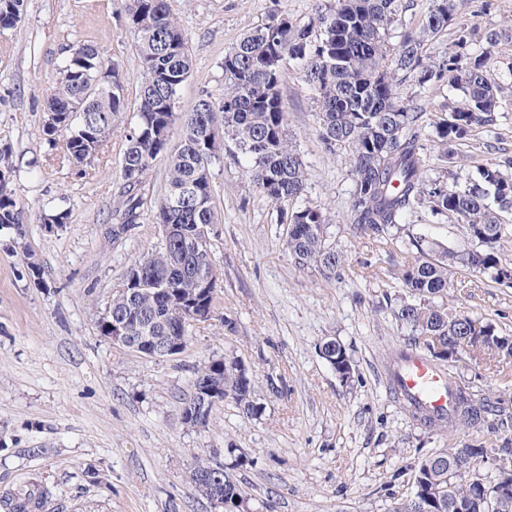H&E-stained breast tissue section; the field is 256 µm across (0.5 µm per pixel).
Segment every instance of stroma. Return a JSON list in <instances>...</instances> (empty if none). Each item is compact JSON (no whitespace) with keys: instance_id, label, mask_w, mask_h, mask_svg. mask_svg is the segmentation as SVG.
<instances>
[{"instance_id":"stroma-1","label":"stroma","mask_w":512,"mask_h":512,"mask_svg":"<svg viewBox=\"0 0 512 512\" xmlns=\"http://www.w3.org/2000/svg\"><path fill=\"white\" fill-rule=\"evenodd\" d=\"M168 3L193 62L176 98L183 113L201 98L223 96L224 54L245 32L275 10L306 23L320 0ZM491 31L498 34L492 45ZM79 42L119 65L126 103L84 170L63 164L64 141L51 147L43 135L44 102L66 51ZM137 45L125 0H24L20 22L0 30V150L8 154L9 186L26 205L50 200L68 212L66 223L50 228L31 220L22 237L0 230V497L36 481L51 491L44 512H224L194 491L189 473L198 459L230 463L228 451L237 448L243 463L232 474L250 512H389L394 498L409 494L422 454L512 441V432L424 428L393 401L385 366L408 339L392 314L405 295L398 274L407 256L351 235L349 157L324 149L314 123L319 103L291 64L282 81L289 136L307 166L308 200L321 206L330 241L344 256L335 278L294 265L276 206L223 144L211 168L210 242L220 274L212 318L192 326L173 358L143 357L100 336L98 320L129 264L158 245L154 215L167 187L160 160L146 177L141 224L119 242L106 238L139 106ZM459 48L492 51L501 86L494 124L475 128L458 147L467 177L512 156V0H458L454 21L426 52L435 60ZM399 93L423 97L432 122L463 103L443 83L406 82ZM408 228L429 244L473 246L454 219L426 206ZM32 263L38 274H30ZM443 303L512 336V286L462 270L451 275ZM228 317L235 331H225ZM328 339L351 356V383L322 357ZM222 355L257 374L264 412L248 420L227 400L215 405L208 427H191L181 413L194 374ZM269 374L284 380V393L268 391ZM456 382L512 412V358L463 356Z\"/></svg>"}]
</instances>
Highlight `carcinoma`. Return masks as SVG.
<instances>
[{
    "mask_svg": "<svg viewBox=\"0 0 512 512\" xmlns=\"http://www.w3.org/2000/svg\"><path fill=\"white\" fill-rule=\"evenodd\" d=\"M24 0H0V28L14 27V13ZM414 0H326L308 23L300 25L277 11L266 23L246 33L224 54V96L202 98L192 111L175 112L177 91L192 69L187 38L170 13L168 0H127V15L138 41L142 75L141 101L136 121L123 153L118 207L119 224L138 225L143 198L141 188L155 162H167L165 194L155 221L169 228L155 252L132 261L135 272L149 289L134 296L124 290L112 296V315L128 318L137 336H166L175 332L172 313L192 305H214L219 274L211 257L210 238L204 233L214 223L213 184L208 160L213 140L222 137L246 161V171L260 193L278 206L280 223L288 225L286 248L300 269L316 270L327 279L336 276L343 255L328 242V225L321 208L307 202L308 172L288 134L282 72L293 63L314 91L320 104L315 124L325 150L348 151L352 189L350 229L353 235L391 245L411 257L399 275L409 299L393 310L395 320L407 328L408 344L392 353L390 387L396 402L425 428L464 427L469 430H512V414L498 400L454 388L448 412H430L400 387L401 367L413 351L423 349L422 336H437L450 353L462 355L488 350L512 356V336L500 334L464 314L436 303L448 288L451 271L464 269L487 276L500 285H512V263L503 260L496 244L512 236L487 203L493 198L500 209L512 210V178L502 172L512 159L490 162L478 177L448 183L428 174L425 164L427 112L424 100H401L399 86L412 80L421 88L448 83L462 93V106L434 125L438 157L452 167L461 163L456 151L473 128L491 126L499 104L498 85L490 77L491 55L466 58L450 52L429 62L424 42L448 30L456 0H429L419 30L406 31L397 45L389 42L392 28ZM105 67L98 51L77 44L59 65L47 111L58 104L76 105L70 123L43 126L48 145L65 137V161L95 155L90 144L103 145L112 122L126 110L123 85L112 67V88L91 96L75 73L93 79ZM181 134L176 147L171 137L176 123ZM187 191L190 202L169 208V198ZM464 225L474 242L468 251L424 248L423 240L405 231L408 215L424 203ZM26 205L12 190L0 191V226L18 236L25 234ZM211 380L224 386V398L235 403L243 417L253 420L263 413L256 398V376L237 366L233 357H213L196 372L192 388ZM223 479L217 500L210 482L198 475ZM189 478L196 491L221 504L245 497L224 465L198 460ZM413 495L397 512H512V490L489 489L487 476L474 465L467 451L446 457L440 451L422 455L416 464Z\"/></svg>",
    "mask_w": 512,
    "mask_h": 512,
    "instance_id": "1",
    "label": "carcinoma"
}]
</instances>
